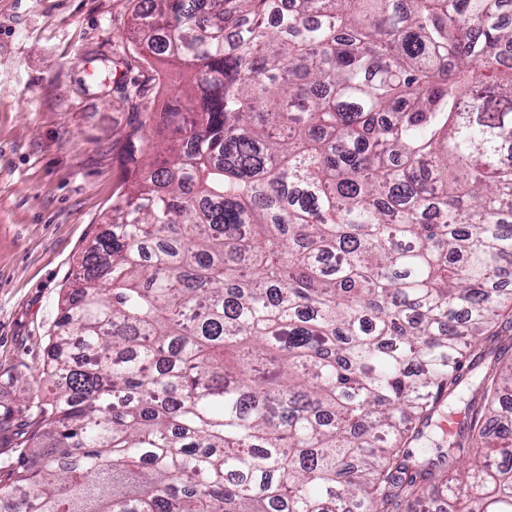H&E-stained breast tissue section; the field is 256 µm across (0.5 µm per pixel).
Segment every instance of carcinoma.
<instances>
[{"instance_id": "1", "label": "carcinoma", "mask_w": 512, "mask_h": 512, "mask_svg": "<svg viewBox=\"0 0 512 512\" xmlns=\"http://www.w3.org/2000/svg\"><path fill=\"white\" fill-rule=\"evenodd\" d=\"M129 2L187 97L58 308L0 512H512V0Z\"/></svg>"}]
</instances>
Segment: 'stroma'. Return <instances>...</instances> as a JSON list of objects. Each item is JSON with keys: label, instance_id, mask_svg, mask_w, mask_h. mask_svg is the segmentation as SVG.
I'll return each instance as SVG.
<instances>
[{"label": "stroma", "instance_id": "1", "mask_svg": "<svg viewBox=\"0 0 512 512\" xmlns=\"http://www.w3.org/2000/svg\"><path fill=\"white\" fill-rule=\"evenodd\" d=\"M128 0H0V458L38 427L28 411L57 306L131 172L145 113L93 78L133 47Z\"/></svg>", "mask_w": 512, "mask_h": 512}]
</instances>
